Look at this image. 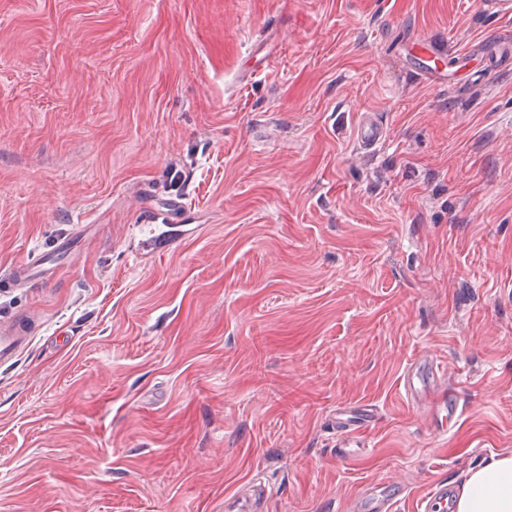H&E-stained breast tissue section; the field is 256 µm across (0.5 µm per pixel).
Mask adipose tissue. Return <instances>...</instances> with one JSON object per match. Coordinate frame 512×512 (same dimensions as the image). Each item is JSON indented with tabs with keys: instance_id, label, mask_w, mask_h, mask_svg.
<instances>
[{
	"instance_id": "ef3b65f1",
	"label": "adipose tissue",
	"mask_w": 512,
	"mask_h": 512,
	"mask_svg": "<svg viewBox=\"0 0 512 512\" xmlns=\"http://www.w3.org/2000/svg\"><path fill=\"white\" fill-rule=\"evenodd\" d=\"M452 512H512V454L469 470Z\"/></svg>"
}]
</instances>
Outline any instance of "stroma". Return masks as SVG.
I'll return each instance as SVG.
<instances>
[{
    "label": "stroma",
    "instance_id": "obj_1",
    "mask_svg": "<svg viewBox=\"0 0 512 512\" xmlns=\"http://www.w3.org/2000/svg\"><path fill=\"white\" fill-rule=\"evenodd\" d=\"M503 34L476 0H0V277L51 261L0 288V512H416L512 453V60L453 54ZM424 357L457 414L407 398ZM358 141L366 147H373L384 138V128L369 114H362L357 125ZM182 207L180 203L174 202L170 205V207L165 208L164 210H156L150 209L147 211H143L144 214V223L145 224H163L164 228L167 230H162L161 233L151 238L152 242H155V239L162 235V238L171 239L173 237L172 232H176L174 230L175 226L173 222L176 221V211ZM154 238V239H153ZM25 341V335L16 324H0V360L17 354ZM364 418H361L363 421H352V419L356 418L353 414L344 412V410H339L336 413V427L340 428V436L342 442L344 444H354L356 448H360L358 444H362V440L364 436H354L363 434L366 431L367 423L370 422L369 415H363ZM350 448V447H349ZM452 490L448 484L443 483L424 496L419 503L417 510L420 512H451L448 504L452 505ZM395 497L379 485L367 488L365 494L357 499L355 510L358 512H394L396 510Z\"/></svg>",
    "mask_w": 512,
    "mask_h": 512
}]
</instances>
